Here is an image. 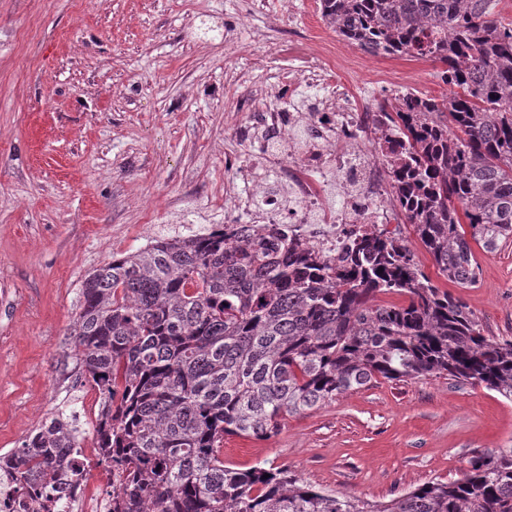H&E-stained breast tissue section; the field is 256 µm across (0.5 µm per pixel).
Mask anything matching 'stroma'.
Wrapping results in <instances>:
<instances>
[{"instance_id": "35a3bbf8", "label": "stroma", "mask_w": 512, "mask_h": 512, "mask_svg": "<svg viewBox=\"0 0 512 512\" xmlns=\"http://www.w3.org/2000/svg\"><path fill=\"white\" fill-rule=\"evenodd\" d=\"M292 31L354 58L358 92L385 94V75L449 92L440 64L367 54L333 32L319 0H0V450L54 417L92 447L101 399L70 336L81 285L113 255L223 223L224 181L247 159L234 124L308 90L283 42ZM399 235L486 335L512 338V241L477 251L478 280L463 288L411 224ZM509 446L512 403L427 377L288 415L265 441L225 437L223 454L384 500Z\"/></svg>"}]
</instances>
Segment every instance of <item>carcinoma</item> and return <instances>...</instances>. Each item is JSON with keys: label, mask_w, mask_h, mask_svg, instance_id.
I'll list each match as a JSON object with an SVG mask.
<instances>
[{"label": "carcinoma", "mask_w": 512, "mask_h": 512, "mask_svg": "<svg viewBox=\"0 0 512 512\" xmlns=\"http://www.w3.org/2000/svg\"><path fill=\"white\" fill-rule=\"evenodd\" d=\"M496 2L319 0L345 39L439 62L456 89L407 97L387 143L418 239L463 287L477 281L473 244L512 240V22L495 17ZM268 235L230 242L221 225L114 256L84 280L70 335L102 399L97 465L119 477L107 512H512V447L476 450L463 478L386 502L317 489L286 468L224 465L225 436L269 438L286 415L380 379L446 376L512 403V339L485 335L403 240L364 233L332 266L276 228ZM76 447L58 417L6 462L47 492L65 473L83 478L64 461Z\"/></svg>", "instance_id": "1"}]
</instances>
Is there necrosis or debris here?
<instances>
[{
    "mask_svg": "<svg viewBox=\"0 0 512 512\" xmlns=\"http://www.w3.org/2000/svg\"><path fill=\"white\" fill-rule=\"evenodd\" d=\"M290 55L308 64L316 91L304 107L288 105L249 113L235 132L252 160H272L282 191L251 184L248 170L224 183L226 221L237 239L258 238L275 225L308 244L324 260L337 263L353 231L390 229L407 217L393 189L385 159L383 113L403 105L402 83L388 95L350 98L344 84L346 63L330 57L311 38L288 40ZM336 190L341 205L330 204ZM105 499L87 497L84 485L64 479L49 495L22 489L13 470L0 464V512H105Z\"/></svg>",
    "mask_w": 512,
    "mask_h": 512,
    "instance_id": "obj_1",
    "label": "necrosis or debris"
}]
</instances>
